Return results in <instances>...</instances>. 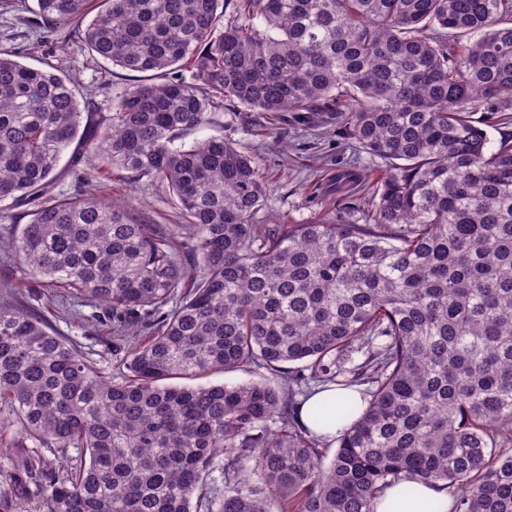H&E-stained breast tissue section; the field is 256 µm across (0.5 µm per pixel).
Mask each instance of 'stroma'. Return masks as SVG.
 Masks as SVG:
<instances>
[{"mask_svg": "<svg viewBox=\"0 0 512 512\" xmlns=\"http://www.w3.org/2000/svg\"><path fill=\"white\" fill-rule=\"evenodd\" d=\"M36 9V0H0V48L15 51L20 62L34 68L63 63L83 94L81 108L88 124H102L123 91L140 82V73L89 52L73 38L71 26H59L51 36H44ZM211 137L236 143L264 174L268 205L256 216L260 224H301L320 215L349 218L353 207L362 203L363 194L343 188L344 176L374 183L385 177L389 166L388 161L361 152L343 134L332 112H312L300 119L291 112L269 116L227 105L212 111L208 123L189 135L193 141ZM86 184L104 198L131 200L129 214L138 223L178 229L180 256L191 258L193 232L185 228V218L166 188L93 161L77 171L60 164L56 184L60 194H72ZM26 211L25 205L0 202V269L8 272L11 282L10 287L0 290V301L22 303L70 341L103 375H115L116 342L103 321L104 305L83 307V320L72 321L63 309L47 301L45 287L11 260V237L17 225L23 224ZM37 446V441L17 428L0 429V447L7 450L0 457V486L9 490L8 495L0 496V512H46L44 491L31 484H14L17 464Z\"/></svg>", "mask_w": 512, "mask_h": 512, "instance_id": "1", "label": "stroma"}]
</instances>
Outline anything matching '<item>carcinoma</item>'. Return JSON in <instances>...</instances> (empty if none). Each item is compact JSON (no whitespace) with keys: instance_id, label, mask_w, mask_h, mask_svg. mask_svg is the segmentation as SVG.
Here are the masks:
<instances>
[{"instance_id":"cac0c4a2","label":"carcinoma","mask_w":512,"mask_h":512,"mask_svg":"<svg viewBox=\"0 0 512 512\" xmlns=\"http://www.w3.org/2000/svg\"><path fill=\"white\" fill-rule=\"evenodd\" d=\"M96 1V13L88 5ZM115 66L152 73L100 134L59 66L0 49V202H41L11 256L47 288L112 312L115 377L29 310L0 303V400L23 434L77 458L48 512H374L391 485L441 484L456 512H512V139L487 150L472 105L512 121V0H37ZM229 16H224L226 8ZM193 70L186 82L174 72ZM226 102L334 112L391 169L359 216L254 223L263 177L232 141L185 142ZM168 188L193 228L52 194L74 142ZM250 383L174 385L243 368ZM317 384L360 387L297 420Z\"/></svg>"}]
</instances>
